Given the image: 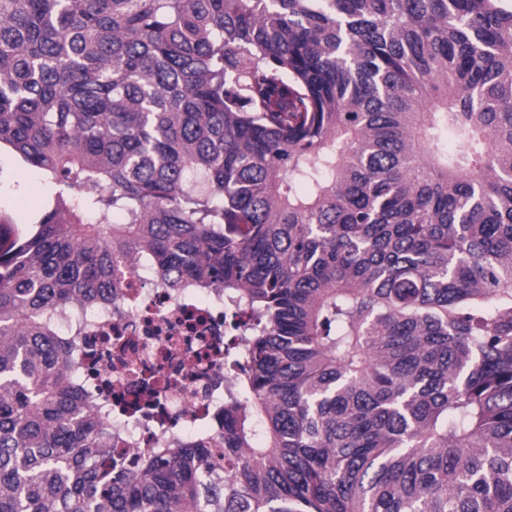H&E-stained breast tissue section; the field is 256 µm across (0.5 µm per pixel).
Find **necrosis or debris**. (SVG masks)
I'll list each match as a JSON object with an SVG mask.
<instances>
[{
    "mask_svg": "<svg viewBox=\"0 0 512 512\" xmlns=\"http://www.w3.org/2000/svg\"><path fill=\"white\" fill-rule=\"evenodd\" d=\"M147 263L116 272L111 302L99 305L73 335L70 313L58 327L77 337L87 359L79 375L112 392L104 410L120 452L179 447L209 440L220 427L224 400L239 396L237 380L224 368V291L169 288L148 277ZM152 378L154 405L143 401L141 375Z\"/></svg>",
    "mask_w": 512,
    "mask_h": 512,
    "instance_id": "obj_1",
    "label": "necrosis or debris"
}]
</instances>
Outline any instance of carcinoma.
Wrapping results in <instances>:
<instances>
[{"instance_id":"carcinoma-1","label":"carcinoma","mask_w":512,"mask_h":512,"mask_svg":"<svg viewBox=\"0 0 512 512\" xmlns=\"http://www.w3.org/2000/svg\"><path fill=\"white\" fill-rule=\"evenodd\" d=\"M2 145L0 512H512V0H0ZM145 255L250 364L127 467L54 316ZM31 171L19 157L1 149L0 214L23 222V227L38 217L53 196L51 185L40 176L30 174Z\"/></svg>"}]
</instances>
